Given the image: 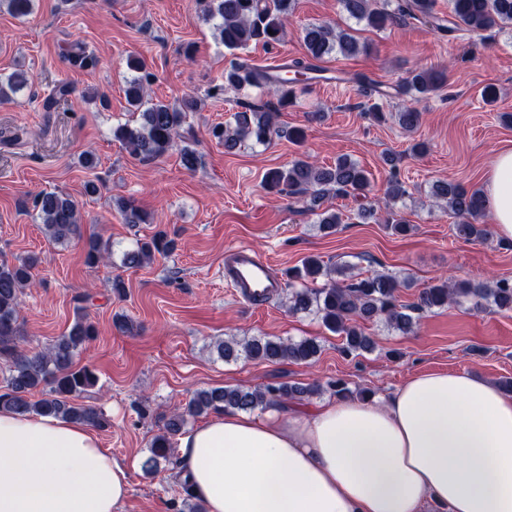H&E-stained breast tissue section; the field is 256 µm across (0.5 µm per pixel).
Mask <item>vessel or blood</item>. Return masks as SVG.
<instances>
[{"label":"vessel or blood","mask_w":512,"mask_h":512,"mask_svg":"<svg viewBox=\"0 0 512 512\" xmlns=\"http://www.w3.org/2000/svg\"><path fill=\"white\" fill-rule=\"evenodd\" d=\"M224 284L242 301L260 307L278 294L283 280L252 247L238 245L224 253Z\"/></svg>","instance_id":"1"}]
</instances>
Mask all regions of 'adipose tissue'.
Here are the masks:
<instances>
[{
	"instance_id": "adipose-tissue-1",
	"label": "adipose tissue",
	"mask_w": 512,
	"mask_h": 512,
	"mask_svg": "<svg viewBox=\"0 0 512 512\" xmlns=\"http://www.w3.org/2000/svg\"><path fill=\"white\" fill-rule=\"evenodd\" d=\"M483 195L512 240V150ZM178 448L206 512H512V394L463 371L364 400L221 412ZM128 493L90 426L0 410V512H123Z\"/></svg>"
}]
</instances>
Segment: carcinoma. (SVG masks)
Wrapping results in <instances>:
<instances>
[{"label":"carcinoma","instance_id":"cac0c4a2","mask_svg":"<svg viewBox=\"0 0 512 512\" xmlns=\"http://www.w3.org/2000/svg\"><path fill=\"white\" fill-rule=\"evenodd\" d=\"M35 0H0V7L17 17L29 16ZM295 0H210L205 20L213 24L219 41L228 50L244 49L250 44L265 47L280 44L286 35L288 17L292 15ZM349 17L371 28L381 29L407 17L415 19L436 31L453 34L458 31L482 33L512 27V0H449L450 13L441 17L434 12V0H398L396 9L379 0H340ZM303 41L307 58L295 60L273 72L257 68L245 61H232L224 69V82L212 87L210 96H222L246 88L277 87L279 95L266 110L247 105L234 115V122L216 125L211 135L224 143L227 150L252 138L265 142L274 134L282 133L278 127L279 113L295 104L297 81L290 72H302L306 81L322 71L316 62L339 52L353 56L360 51L357 38L350 32L338 30L329 23L309 24L304 29ZM73 66L87 68L94 65L95 57L86 51L81 42H75L67 54ZM129 69L137 75L126 81L125 95L130 110L139 114L140 121L123 124L114 131L128 153L142 160H154L171 150L186 113L196 111L198 102L192 98L172 104L149 97L147 90L153 75L137 58L127 61ZM448 77L442 70L415 68L410 71L396 94L410 98L411 105L394 113V119L405 130L419 126L421 112L416 104L428 99L447 84ZM29 79L24 71L0 75V103H9L19 92L28 88ZM74 92V88L61 82L53 86L43 100V110L54 112ZM338 194L365 195L370 187L366 171L356 162L340 157L330 168L319 167L308 160H296L285 169L266 173L263 188L276 195L293 196L309 194L312 207L320 206L328 188ZM433 195L442 201L457 219L454 225L457 237L467 241H484L490 235L488 225L480 223L484 215L483 195L460 183L438 181L432 187ZM37 218L47 238L56 243H67L81 237V213L76 201L62 192H42L34 200ZM119 209L127 224H143L144 212L135 201L127 199ZM176 241L167 231L158 230L153 235L136 242L133 250L124 256L126 264L143 266L158 254L175 250ZM111 257L110 244L98 238L88 241L86 264L93 267ZM35 260L24 258L16 263L0 262V365L7 376L4 389L0 390V408L15 413L34 412L62 416L91 427L104 430L111 422L95 406L81 402V398L98 383V376L88 365L77 366L76 354L86 348L97 336L95 325L80 314L67 334L59 337L45 351L26 352L19 348V305L24 288L33 278ZM342 279H336V276ZM294 282L288 285L287 305L292 313L312 314L331 332L345 337L343 352L360 355L375 348V341L366 335L360 322L373 318L402 334L412 332V313L442 308L448 304L470 305L475 311L494 306L500 311H512V280L497 279L489 283L473 284L461 280L453 285L439 281L422 289L417 302L412 305L397 304L396 293L408 287L405 280L386 274L374 273L364 277L345 276V271L327 267L313 256L303 259L294 269ZM325 283L316 286L318 280ZM218 356L226 361L241 357L255 362L292 361L308 362L320 352L314 338L299 341L282 338L231 337L215 345ZM333 395L366 398V391L351 390L346 382L338 379L328 383ZM322 391V386L310 384L271 382L255 389L216 387L196 391L188 401L186 410L171 416L163 431L155 435L149 446V455L142 463L147 474L164 468L174 472L181 488V512H205L203 504L193 495L188 481L181 478L178 458L175 455V438L184 434L188 419L224 410H264L272 404L288 405Z\"/></svg>","mask_w":512,"mask_h":512}]
</instances>
